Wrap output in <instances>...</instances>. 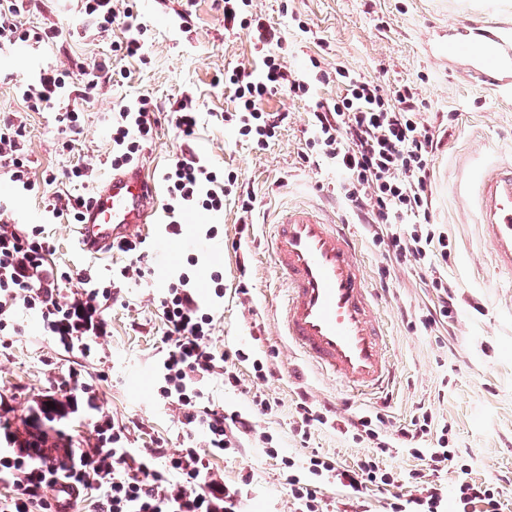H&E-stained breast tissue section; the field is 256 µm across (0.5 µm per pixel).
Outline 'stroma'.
<instances>
[{
	"mask_svg": "<svg viewBox=\"0 0 512 512\" xmlns=\"http://www.w3.org/2000/svg\"><path fill=\"white\" fill-rule=\"evenodd\" d=\"M33 2L23 18L27 27L55 26L63 37L0 48V117L13 114L25 125L33 182L31 190H22L0 170L1 221L43 225L57 265L75 275L111 279L123 257L81 254L71 224L46 212L44 199L56 188L91 195L111 175L112 114L121 105L147 94L166 113L192 97L200 112L194 138L183 141L169 123H161L141 157L146 173L158 177L176 153L188 148L216 172H235L257 197L243 246L237 243L241 211L236 197H226L218 214L187 208L184 232L196 237L217 229L224 251L198 252L194 266L181 253L170 265L171 273L194 277L224 273V298L215 307L212 340L220 348L242 349L248 359L237 365L244 390L212 381L208 388L214 401L247 413L254 392H261L277 405L271 413L256 415V425L272 435L284 455L301 458L313 447L342 465L367 453L369 442L356 443L321 427L301 443L294 431L300 393L345 424L380 413L390 424L407 426L425 407L450 426V446L481 460L473 479L512 478V271L497 264L493 245L464 193L476 166L489 168L512 157V101L493 98L430 54L437 29L477 12L483 0H253L254 13L283 38L280 59L293 75H306L310 58L321 55L326 70L340 63L386 90L413 82L431 106L428 119L448 124L433 165L432 205L435 222L448 233L447 276L456 286L458 311L453 321L432 333L412 330L411 322L432 309L434 292L413 268L388 263L383 247L373 241L371 226L351 224L367 282L379 297L394 369L388 394L362 397L323 379L300 353L289 350L274 323L285 287L270 254L269 223L291 204L318 207L339 220L348 217L335 171L325 165L310 168L301 160L309 101L285 93L265 101L266 111L287 113L288 122L263 149L220 121L221 113L234 109L232 92L224 86L225 70L256 65L246 33L224 27V0H135L133 12L148 29L140 59L114 50L124 39L125 24L98 31L83 13L81 0ZM104 58L126 78L76 100L81 126L71 139L59 134L54 108L23 100V91L43 69L68 73L71 82L82 85L86 77L79 63ZM76 166L92 170L94 182L69 181L67 174ZM49 175L56 176L55 185L46 184ZM163 287L151 280L122 284L121 302L107 311L111 336L101 340L94 357L77 364L44 334L36 315L19 310L20 334L0 335V394L12 399L13 432H23L26 423L41 417L48 398L64 401L63 384L77 371L96 384L98 407L55 419L54 429L71 444L93 448L88 422L101 413L126 423L137 447L158 443L171 452L178 449L180 411L177 405L161 404L157 396L165 353V326L157 307ZM256 359L271 365L268 379H254ZM215 465L230 485L237 483L242 469L252 471V483L242 489L240 512H290L285 476L261 442L243 438L237 453L216 459Z\"/></svg>",
	"mask_w": 512,
	"mask_h": 512,
	"instance_id": "35a3bbf8",
	"label": "stroma"
}]
</instances>
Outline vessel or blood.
Masks as SVG:
<instances>
[{
	"instance_id": "vessel-or-blood-1",
	"label": "vessel or blood",
	"mask_w": 512,
	"mask_h": 512,
	"mask_svg": "<svg viewBox=\"0 0 512 512\" xmlns=\"http://www.w3.org/2000/svg\"><path fill=\"white\" fill-rule=\"evenodd\" d=\"M436 53L465 62L471 76L499 98L512 99V21L495 9L449 22ZM477 213L501 266L512 270V161L483 172L475 184ZM155 188L141 167L113 173L92 196L74 233L93 258L113 242L145 238L153 221ZM271 252L286 295L277 330L326 378L359 394L384 391L394 372L377 303L366 283L353 238L322 210L288 208L272 226ZM157 270L165 272L179 240L155 239Z\"/></svg>"
}]
</instances>
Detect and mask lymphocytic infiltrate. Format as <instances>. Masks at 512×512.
<instances>
[{
	"label": "lymphocytic infiltrate",
	"instance_id": "f902f5d3",
	"mask_svg": "<svg viewBox=\"0 0 512 512\" xmlns=\"http://www.w3.org/2000/svg\"><path fill=\"white\" fill-rule=\"evenodd\" d=\"M251 7L252 0H224L225 28L246 30L258 45L261 59L253 70L236 68L225 75L237 106L224 114V122L262 149L288 118L284 112L265 111V100L280 92L311 98L302 161L309 167L325 164L336 171L338 191L352 219L388 225L387 257L418 269L437 298L436 307L419 320L421 331L453 320L456 291L443 274L449 257L448 235L438 230L432 207L433 164L445 132L426 119L427 106L415 83L386 90L341 66L335 75H328L316 58L310 61V79L293 77L270 50L276 33L261 17L251 14ZM26 11V0H0V47L59 38L55 28L25 27L21 18ZM84 73L87 81L80 89L67 83L64 74L44 71L23 96L34 104L50 106L64 96L85 97L87 91L116 76L105 59ZM331 78L340 88L336 98H312L314 84ZM158 124L150 96H138L123 106L112 121V168L132 166ZM24 139V126L10 118L0 120V167L10 172L12 181L27 187L31 179ZM161 179L168 194V235H182L178 215L183 209L199 206L218 211L224 207L225 196L233 193L244 217L241 228L249 230L256 197L250 190L239 189L237 174L219 179L200 159L181 153L164 169ZM115 250L124 255L125 262L113 271L109 283L97 284L85 275L79 277L78 288L72 289L65 285L69 273L59 271L51 259L42 226L1 224L0 334L19 335L10 315L20 303L39 312L46 335L60 349L89 356L92 345L110 334L106 311L118 299L120 283L142 281L150 275L143 241L121 242ZM158 309L165 325L166 355L157 393L160 400L177 404L180 410V450L171 455L160 447H134L125 423L109 416L97 419L90 424L94 448L71 455L68 464H58L36 441L1 455L0 484L6 492L0 495V512H55L57 504L47 491L60 479L67 483L73 502H90L91 512H237L240 488L250 485L253 476L243 474L239 486L229 485L223 474L215 472L213 461L237 451L238 435H251L256 427L252 415L226 410L205 399L204 386L219 376L226 385L239 387L236 365L246 355L214 346V317L200 301L188 273L168 283L158 298ZM385 424L380 415H364L354 422L353 440L371 441L372 448L350 466L316 453L296 461L281 455L272 437H265L267 455L282 465L293 512H328L322 492L327 484L349 491L350 512H370L369 493L376 489L391 492L386 512H448L452 507L459 512H504L502 482L473 480L472 465H460L453 490L426 481V474L439 473L456 458L446 434H434L431 413L414 417L410 426L393 429L386 437L381 434ZM431 436L435 446L423 447V440ZM396 446L422 463L409 473L416 487L410 494L393 490L396 479L386 458Z\"/></svg>",
	"mask_w": 512,
	"mask_h": 512
}]
</instances>
